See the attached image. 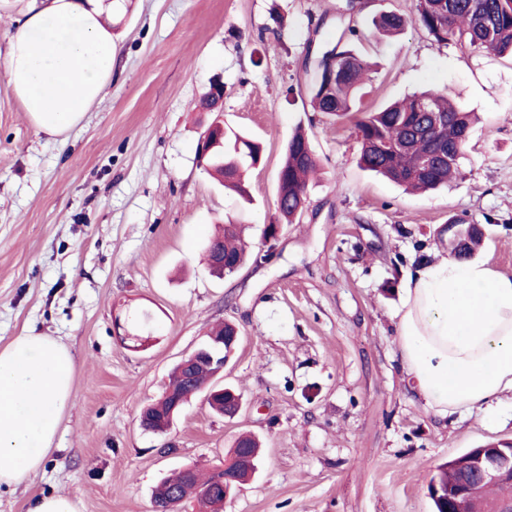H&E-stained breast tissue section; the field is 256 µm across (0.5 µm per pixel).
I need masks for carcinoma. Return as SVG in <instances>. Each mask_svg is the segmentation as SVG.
<instances>
[{"mask_svg": "<svg viewBox=\"0 0 512 512\" xmlns=\"http://www.w3.org/2000/svg\"><path fill=\"white\" fill-rule=\"evenodd\" d=\"M376 31L392 36L415 25L438 44L453 41L472 52L512 56V0H417L416 13L407 16L386 12L373 21ZM369 65L354 50L344 47L336 53V63L329 78L317 77L310 88L314 111L351 118L359 143L358 165L365 171L387 178L406 191L426 192L448 185L461 170V160L475 115L456 106L448 90L433 89L416 92L401 101L374 111L354 109L363 75ZM437 112L445 122L433 131H427L428 115ZM214 147L204 158L207 171L224 187L242 196L249 195L244 180L247 168L259 164L261 144L246 137L235 128L211 132ZM317 170V160L309 138L302 127H297L288 139L280 167L277 212L291 224L304 209L309 177ZM456 227L448 237L459 239L451 254L459 260H469L483 242V232L475 224L455 221ZM224 253V275L235 274L253 256L247 243L237 234L235 225H224L223 234L210 239L207 264L213 265L216 254ZM183 370L174 368L170 381L181 382V392L191 397L211 380V369L197 365L190 378L181 381ZM146 429L155 434L165 432L168 426L169 406L157 402L149 410ZM248 445L253 458H258L259 442L252 436L235 441L224 458L226 471L237 479V484L253 473L254 467L242 460L240 445ZM471 456L467 450L438 467L430 485L445 490L458 481L463 463ZM223 489L210 497L200 496L187 487L183 473L165 479L157 488L154 501L166 505L172 495L179 500L194 499L199 512H214ZM501 489L494 484L484 486L476 497L463 500L460 512H486Z\"/></svg>", "mask_w": 512, "mask_h": 512, "instance_id": "1", "label": "carcinoma"}]
</instances>
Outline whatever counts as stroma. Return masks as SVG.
Here are the masks:
<instances>
[{"instance_id": "stroma-1", "label": "stroma", "mask_w": 512, "mask_h": 512, "mask_svg": "<svg viewBox=\"0 0 512 512\" xmlns=\"http://www.w3.org/2000/svg\"><path fill=\"white\" fill-rule=\"evenodd\" d=\"M118 0L112 82L83 120L39 132L0 71V346L31 330L75 359L71 407L32 481L0 487V512L67 492L79 512H151L157 484L224 463L238 435L262 442L254 478L224 512H432L436 467L512 440V397L440 418L407 383L395 315L416 266L453 218L483 225L477 261L512 276V58L376 33L416 0ZM373 63L364 109L446 89L480 121L451 186L408 194L357 164L352 121L312 111L306 58L336 42ZM224 84L219 113L199 100ZM262 158L251 202L204 171L215 118ZM303 125L321 172L273 245L284 147ZM243 225L263 258L218 278L200 262L218 225ZM241 343L224 371L235 417L192 399L165 435L139 425L172 368L217 323ZM173 453L161 454L163 444Z\"/></svg>"}]
</instances>
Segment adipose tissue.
Returning <instances> with one entry per match:
<instances>
[{"label": "adipose tissue", "instance_id": "obj_1", "mask_svg": "<svg viewBox=\"0 0 512 512\" xmlns=\"http://www.w3.org/2000/svg\"><path fill=\"white\" fill-rule=\"evenodd\" d=\"M110 0H27L0 70L38 131L58 135L100 99L115 58ZM395 343L424 409L487 411L512 394V277L438 247L408 279ZM75 365L30 331L0 347V486L42 469L68 407Z\"/></svg>", "mask_w": 512, "mask_h": 512}]
</instances>
